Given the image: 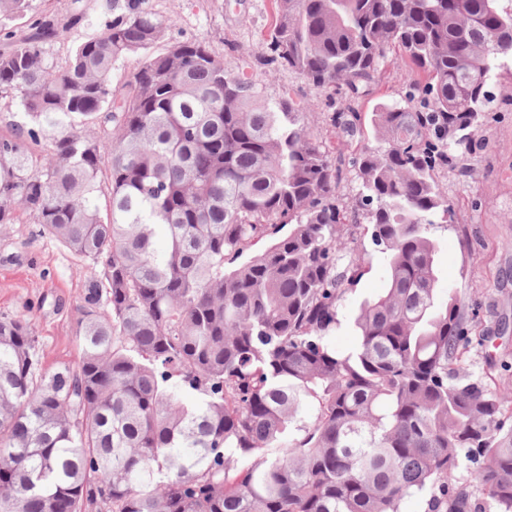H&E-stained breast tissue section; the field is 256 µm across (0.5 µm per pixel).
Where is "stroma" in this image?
Listing matches in <instances>:
<instances>
[{"label":"stroma","mask_w":512,"mask_h":512,"mask_svg":"<svg viewBox=\"0 0 512 512\" xmlns=\"http://www.w3.org/2000/svg\"><path fill=\"white\" fill-rule=\"evenodd\" d=\"M39 14L58 25L69 26L65 39L51 46L56 60H64L74 41L95 32L107 19L101 0H84L85 18L71 25V0H35ZM154 9L171 21L176 40H206L212 52L233 69H244L265 95L291 94L311 103L306 120L323 140H331L325 90L316 88L297 73L270 63V32L274 19L272 0H153ZM412 74L386 60L368 96L357 103L359 112H371L375 103L401 100ZM496 92L499 109L480 128L487 151L474 161L467 181L442 175L440 183L453 200V225H435L437 297L457 292L476 304L482 327L496 328L506 321L508 330L485 345L472 346L466 369L481 376L488 361L512 362V69L501 70ZM88 263L79 260L55 240L40 235L28 215L17 223L0 224V316L32 312L41 339V365L50 371L62 364H77L80 350L75 333L76 307L86 280ZM387 285L381 255H373L370 273L356 285L340 308L342 327L336 347L347 350L355 343L349 324L363 299Z\"/></svg>","instance_id":"stroma-1"}]
</instances>
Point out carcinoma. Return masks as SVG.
I'll list each match as a JSON object with an SVG mask.
<instances>
[{
  "label": "carcinoma",
  "instance_id": "obj_1",
  "mask_svg": "<svg viewBox=\"0 0 512 512\" xmlns=\"http://www.w3.org/2000/svg\"><path fill=\"white\" fill-rule=\"evenodd\" d=\"M106 3L59 63L68 28L0 0L29 29L0 25L24 118L0 134V224L23 211L93 270L77 365L42 370L36 318L0 317V512H402L423 493L512 512V398L466 372L486 336L463 297L437 300L431 236L456 215L438 175L485 151L512 0H275L271 61L344 95L332 145L301 102L171 39L152 0ZM390 51L420 78L367 120ZM356 234L388 285L340 350L371 266ZM386 286V266L382 256L376 252L372 257V269L370 273L365 275L359 284L354 287L355 289L340 308L343 325L336 332L334 338L336 347L347 350L354 345L355 336L349 322L354 314L356 306L360 301L367 297L376 295L381 291L382 288H386Z\"/></svg>",
  "mask_w": 512,
  "mask_h": 512
}]
</instances>
